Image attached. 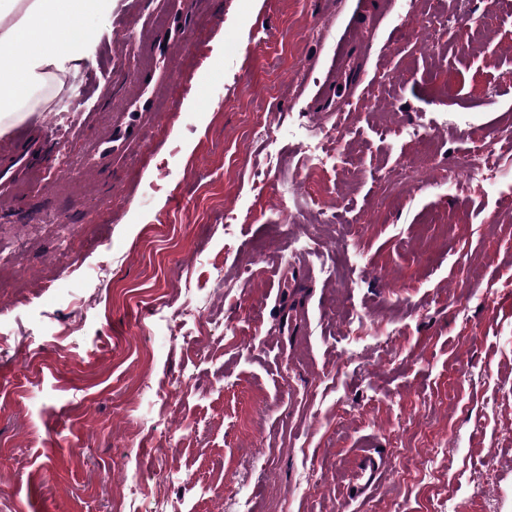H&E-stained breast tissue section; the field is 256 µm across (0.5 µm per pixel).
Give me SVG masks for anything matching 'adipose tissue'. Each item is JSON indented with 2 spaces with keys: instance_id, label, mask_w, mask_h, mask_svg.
Masks as SVG:
<instances>
[{
  "instance_id": "ef3b65f1",
  "label": "adipose tissue",
  "mask_w": 512,
  "mask_h": 512,
  "mask_svg": "<svg viewBox=\"0 0 512 512\" xmlns=\"http://www.w3.org/2000/svg\"><path fill=\"white\" fill-rule=\"evenodd\" d=\"M111 11L112 0H0V121L25 118L52 70L78 66L83 22Z\"/></svg>"
}]
</instances>
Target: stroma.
<instances>
[{
    "instance_id": "obj_1",
    "label": "stroma",
    "mask_w": 512,
    "mask_h": 512,
    "mask_svg": "<svg viewBox=\"0 0 512 512\" xmlns=\"http://www.w3.org/2000/svg\"><path fill=\"white\" fill-rule=\"evenodd\" d=\"M457 8L388 0L376 23L371 0H195L161 60L162 0H112L85 22L88 57L0 125V146L76 108L60 149H80L152 63L164 111L105 178L49 172L0 197V512H114L129 471L159 482L154 436L183 443L167 464L196 480L172 489L181 512H237L229 484L249 512H336L372 432L389 465L348 512H512V212L498 205L512 171L494 186L455 175L512 129V0L425 51L417 19ZM341 55L358 82L351 134L314 172L296 136L335 122ZM412 123L439 135L412 142ZM344 224L360 231L341 242ZM279 261L303 269L295 287L272 279ZM205 299L203 337L189 324L168 342ZM489 458L497 480L476 489Z\"/></svg>"
}]
</instances>
